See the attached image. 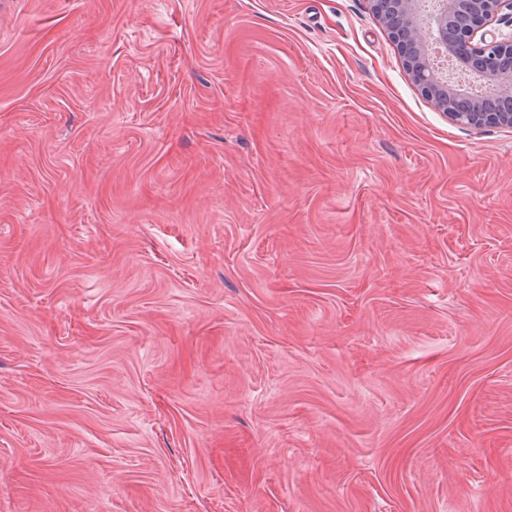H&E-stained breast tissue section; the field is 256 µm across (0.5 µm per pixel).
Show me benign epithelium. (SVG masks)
Listing matches in <instances>:
<instances>
[{
    "instance_id": "7a95c632",
    "label": "benign epithelium",
    "mask_w": 512,
    "mask_h": 512,
    "mask_svg": "<svg viewBox=\"0 0 512 512\" xmlns=\"http://www.w3.org/2000/svg\"><path fill=\"white\" fill-rule=\"evenodd\" d=\"M369 2L398 44L414 83L450 122L476 130L512 129V35L499 38L486 30L493 21L512 20V0H439L431 20L422 15L421 0ZM441 50L491 85L495 95L474 96L443 73L435 62Z\"/></svg>"
}]
</instances>
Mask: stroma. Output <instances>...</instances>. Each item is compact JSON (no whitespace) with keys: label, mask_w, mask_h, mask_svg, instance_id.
Returning a JSON list of instances; mask_svg holds the SVG:
<instances>
[{"label":"stroma","mask_w":512,"mask_h":512,"mask_svg":"<svg viewBox=\"0 0 512 512\" xmlns=\"http://www.w3.org/2000/svg\"><path fill=\"white\" fill-rule=\"evenodd\" d=\"M0 512H512V129L369 0H0Z\"/></svg>","instance_id":"35a3bbf8"}]
</instances>
